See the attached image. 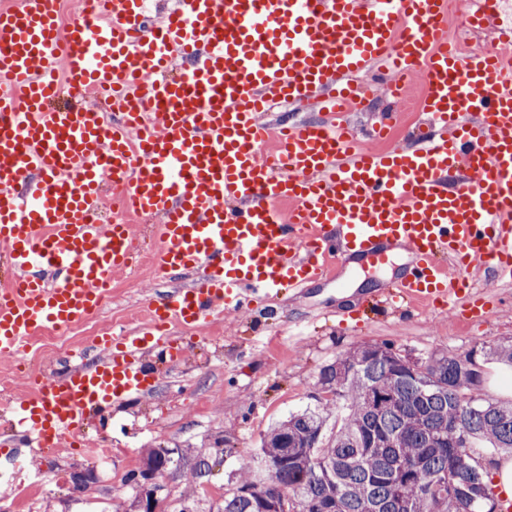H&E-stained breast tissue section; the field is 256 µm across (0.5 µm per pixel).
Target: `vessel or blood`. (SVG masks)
Wrapping results in <instances>:
<instances>
[{"mask_svg": "<svg viewBox=\"0 0 512 512\" xmlns=\"http://www.w3.org/2000/svg\"><path fill=\"white\" fill-rule=\"evenodd\" d=\"M147 0H82L62 22L54 0L0 7V356L46 328L97 312L136 240L94 219L105 195L158 219L154 267L175 289L144 330L95 337L78 362L28 376L12 423L36 448H77L91 414L160 385L146 359H184L172 326L201 330L282 288L351 262H407L409 305L477 306L476 277L512 282V54L462 53L448 0H178L160 25ZM422 73L420 144L370 148L396 125L349 121L361 75ZM96 105L56 106L54 75ZM280 103L315 120L265 126ZM318 109L310 104L308 106H301L298 108L294 107H277L272 112H268L267 115L261 116L260 121L263 124H273L276 122L283 114L293 113L295 118L297 119H309L313 120L317 118Z\"/></svg>", "mask_w": 512, "mask_h": 512, "instance_id": "vessel-or-blood-1", "label": "vessel or blood"}]
</instances>
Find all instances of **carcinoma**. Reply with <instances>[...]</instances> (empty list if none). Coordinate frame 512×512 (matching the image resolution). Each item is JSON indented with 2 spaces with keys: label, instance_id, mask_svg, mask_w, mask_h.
Instances as JSON below:
<instances>
[{
  "label": "carcinoma",
  "instance_id": "carcinoma-1",
  "mask_svg": "<svg viewBox=\"0 0 512 512\" xmlns=\"http://www.w3.org/2000/svg\"><path fill=\"white\" fill-rule=\"evenodd\" d=\"M512 363V346L469 350ZM427 359L387 342H364L323 368L322 408L290 415L262 439V475L241 469L219 512H496L486 473L474 464L473 438L512 448V404L482 396L483 371L462 386L454 372L432 376ZM346 405L336 435L329 414ZM215 463L196 458L201 483Z\"/></svg>",
  "mask_w": 512,
  "mask_h": 512
}]
</instances>
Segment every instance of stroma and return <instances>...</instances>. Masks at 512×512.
<instances>
[{"mask_svg": "<svg viewBox=\"0 0 512 512\" xmlns=\"http://www.w3.org/2000/svg\"><path fill=\"white\" fill-rule=\"evenodd\" d=\"M366 82L372 87L370 102L352 116V125L362 129L377 113H398L401 128L393 143L405 145L424 123L417 112L423 76L413 78L401 103L389 97L380 75L367 76ZM405 261L399 253L385 270L350 267L339 280L312 282L299 292L282 290L261 312L225 315L201 339L183 330L188 354L174 385L113 407L108 428L91 425L92 437L112 448L109 463L67 448L38 456L16 448L22 468L11 469V460L0 457V468H10L12 478L11 485L0 487V506L9 512H138L140 489L125 477L142 468L154 450L190 460L224 448L227 456L204 484L186 480L182 466L155 481L160 512H178L186 501L195 503L197 512H217L225 492L235 487L240 466L256 461L266 432L289 414L317 408L321 370L355 345L386 341L428 357L512 343V282L488 287L486 309L469 319L457 303L411 313L380 311L370 298ZM173 287L147 266L118 274L103 308L73 329L72 348L112 331L137 330L148 303ZM355 297L367 299V306L357 319L340 323L337 310L350 307Z\"/></svg>", "mask_w": 512, "mask_h": 512, "instance_id": "35a3bbf8", "label": "stroma"}]
</instances>
